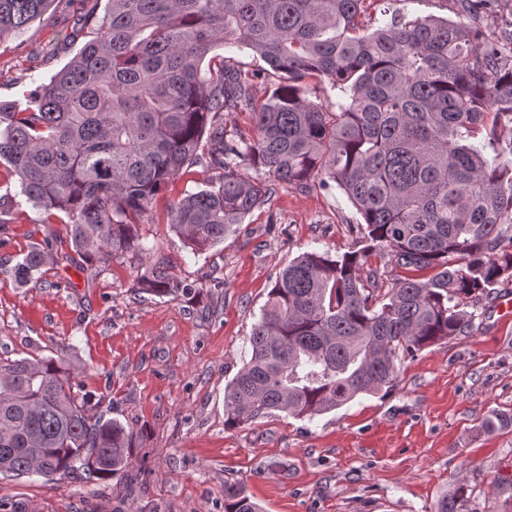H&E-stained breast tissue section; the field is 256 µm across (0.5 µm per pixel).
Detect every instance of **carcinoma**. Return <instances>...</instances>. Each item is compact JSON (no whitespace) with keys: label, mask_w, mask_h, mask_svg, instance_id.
Returning a JSON list of instances; mask_svg holds the SVG:
<instances>
[{"label":"carcinoma","mask_w":512,"mask_h":512,"mask_svg":"<svg viewBox=\"0 0 512 512\" xmlns=\"http://www.w3.org/2000/svg\"><path fill=\"white\" fill-rule=\"evenodd\" d=\"M53 2L0 0V39ZM458 2L467 23L394 10L365 33L366 0H107L27 107L0 102V161L44 222L65 224L75 251L146 261L137 284L155 296L189 290L138 233L182 171L207 174L169 207L196 254L236 233L271 182L336 183L363 219L364 246L306 252L278 273L224 389L230 426L277 412L312 419L392 388L402 358L471 326L464 300L512 277V42L482 39L485 0ZM226 45L269 66L264 102L249 73L211 56ZM307 79L339 89L336 109L305 96ZM234 112L250 113L252 130L227 128ZM384 252L407 275L364 271ZM51 259L49 244L30 250L14 280ZM92 400L68 364L1 359L0 474L136 476L132 431L92 414ZM510 427V412L480 423ZM464 496L461 486L443 496L438 512H463ZM224 512L261 510L226 483Z\"/></svg>","instance_id":"obj_1"}]
</instances>
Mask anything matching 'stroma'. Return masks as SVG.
I'll use <instances>...</instances> for the list:
<instances>
[{
	"label": "stroma",
	"mask_w": 512,
	"mask_h": 512,
	"mask_svg": "<svg viewBox=\"0 0 512 512\" xmlns=\"http://www.w3.org/2000/svg\"><path fill=\"white\" fill-rule=\"evenodd\" d=\"M95 0H55L24 34L0 40V101L26 96L81 48ZM198 168L160 195L139 227L190 293L137 290L133 255L88 261L62 224L20 195L0 164V358H64L95 414L134 431L141 476L61 480L0 475V512H224L239 482L263 512H437L464 486L468 512H512L493 482L512 477V428L487 433L491 410L512 411V319L499 313L512 277L469 299L472 327L403 360L386 395L362 396L311 420L284 414L230 427L224 388L249 354L252 325L278 274L306 251L343 254L361 217L337 185L273 183L224 244L196 255L172 231L169 201L203 189ZM54 259L26 285L13 268L32 248Z\"/></svg>",
	"instance_id": "obj_1"
}]
</instances>
